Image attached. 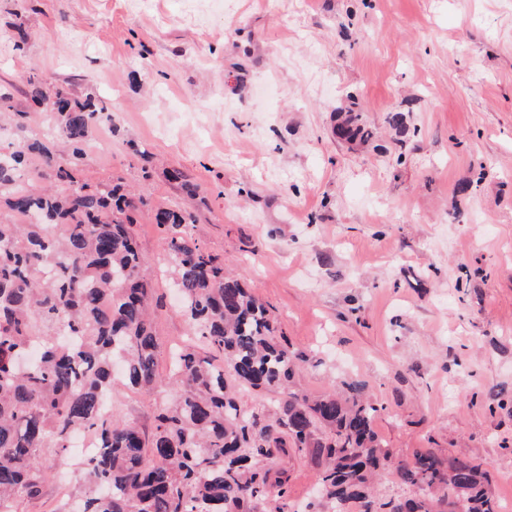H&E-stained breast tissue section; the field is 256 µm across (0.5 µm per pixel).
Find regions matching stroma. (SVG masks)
Instances as JSON below:
<instances>
[{
  "mask_svg": "<svg viewBox=\"0 0 512 512\" xmlns=\"http://www.w3.org/2000/svg\"><path fill=\"white\" fill-rule=\"evenodd\" d=\"M223 2L205 13L192 0H0V94L27 114L0 128V146L36 135L68 150L30 101V75L108 97L112 122L78 174L147 200L133 231L159 300V371L192 337L149 211L188 206L193 239L304 356L294 391L364 383L395 459L464 453L512 512V0ZM352 101L372 147L332 134ZM160 403L121 386L112 413L149 432ZM270 463L287 472L293 512L318 468L294 452ZM42 469L21 512H43L59 479L80 483L52 455Z\"/></svg>",
  "mask_w": 512,
  "mask_h": 512,
  "instance_id": "obj_1",
  "label": "stroma"
}]
</instances>
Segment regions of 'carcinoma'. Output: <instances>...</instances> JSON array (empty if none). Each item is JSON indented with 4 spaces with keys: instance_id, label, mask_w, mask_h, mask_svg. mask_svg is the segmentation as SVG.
<instances>
[{
    "instance_id": "1",
    "label": "carcinoma",
    "mask_w": 512,
    "mask_h": 512,
    "mask_svg": "<svg viewBox=\"0 0 512 512\" xmlns=\"http://www.w3.org/2000/svg\"><path fill=\"white\" fill-rule=\"evenodd\" d=\"M29 85L35 103L56 100V134L72 152L56 154L30 137L0 148V201L20 217L39 215L34 224L0 223V512H20L21 501L41 494L40 458L69 464L78 431L99 451L79 466L77 512H257L261 502L283 512L286 480L267 464L273 448L305 452L319 468V496L301 512H437L460 497L468 512H500L488 472L464 455L425 448L393 462L374 426L378 408L360 384L312 400L291 391L295 356L274 318L192 239L188 208H157L152 223L164 233L201 346L173 351L170 374L160 376L154 281L132 220L120 219L145 200L119 183L91 186L74 175L90 133L112 121V109L92 92L50 95L35 76ZM340 114L338 138L371 141L360 113ZM32 156L41 168L29 171ZM117 359L126 387L177 392L148 436L105 410ZM239 385L284 399L267 415L245 410ZM390 467L410 494L380 493L375 477Z\"/></svg>"
}]
</instances>
